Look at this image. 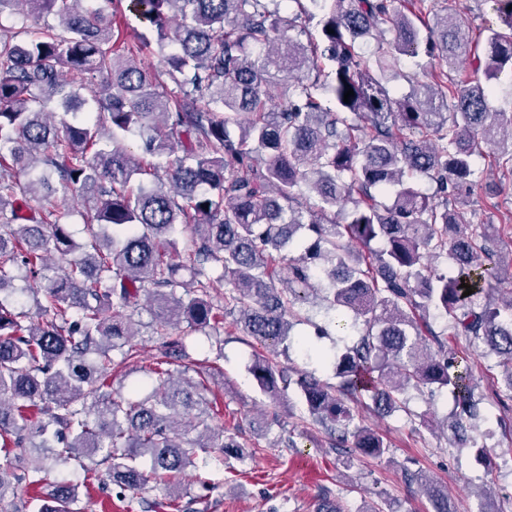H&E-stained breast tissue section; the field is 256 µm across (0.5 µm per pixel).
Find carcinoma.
Instances as JSON below:
<instances>
[{"mask_svg": "<svg viewBox=\"0 0 512 512\" xmlns=\"http://www.w3.org/2000/svg\"><path fill=\"white\" fill-rule=\"evenodd\" d=\"M103 2L0 0V15L43 20L26 39L0 34V293L20 272L47 300L33 318L0 299V512H19L30 486L47 490L38 512H73L76 486L54 478L72 460L119 500L153 488L173 505L199 454L249 459L210 424L204 384L167 369L195 366L181 325L217 331L233 312L270 352L249 367L260 393L294 392L330 450L389 454L359 410L413 423L411 390L448 392L447 429L480 447L490 431L448 337L497 358L512 399V289L496 297L512 249L471 209L483 196L512 223L478 169L487 157L512 174V113L489 108L490 81L512 72V0H494L504 27L485 34L457 11L435 14L434 0ZM131 14L142 30L129 40ZM420 54L431 69L392 94L402 58ZM464 61L462 85L451 72ZM275 77L287 98L271 108ZM87 189L96 203L77 243L74 211L54 198ZM180 226L193 248L176 262ZM215 282L228 285L222 305ZM142 297L158 309L160 364L144 398L108 391L129 357L114 358L132 335L124 312ZM305 304L356 331L332 354L298 342L334 385L274 359ZM408 479L452 512L447 487Z\"/></svg>", "mask_w": 512, "mask_h": 512, "instance_id": "carcinoma-1", "label": "carcinoma"}]
</instances>
